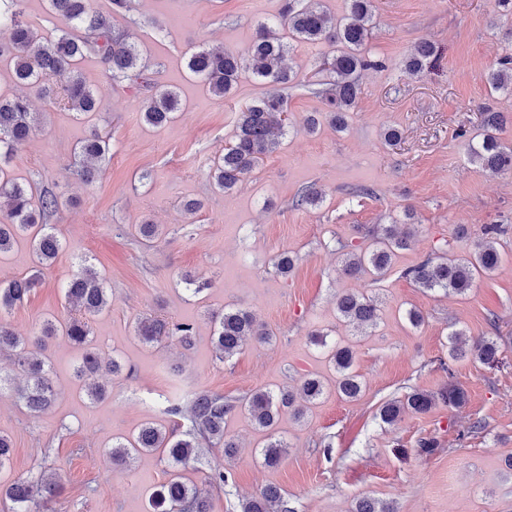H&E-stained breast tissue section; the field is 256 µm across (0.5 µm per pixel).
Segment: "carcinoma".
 Segmentation results:
<instances>
[{
  "label": "carcinoma",
  "mask_w": 512,
  "mask_h": 512,
  "mask_svg": "<svg viewBox=\"0 0 512 512\" xmlns=\"http://www.w3.org/2000/svg\"><path fill=\"white\" fill-rule=\"evenodd\" d=\"M24 0H0V26L10 31L7 42L0 43V61L6 63L16 84L41 97L51 95L46 81L57 78L67 102L77 114L97 112L100 103L86 84L77 64L87 52H96L115 82L137 79L147 64L142 54L127 41V34L112 27L107 16L94 10L90 0H47L49 11L60 19L65 28L55 41L45 40L35 27L23 19ZM373 0H348L346 14L331 15L323 0H286L274 25L258 24L256 35L246 53H234L224 47H207L191 53L188 70L197 76L215 97L224 98L234 89L240 76L249 72L268 87L263 97L243 108L238 116L233 140L224 147V155L214 162L212 178L224 192L234 190L239 182L259 165L263 157L279 144L275 132H285L288 126V101L280 87L294 81L297 72L283 65L291 50V42L323 43L329 52L315 63V74L323 77L322 111L336 130L347 125L348 113L356 107L362 93L359 74L369 69H383L385 64L366 55L362 47L373 24ZM288 31L283 40L281 31ZM436 46L427 41L414 45L402 61L404 70L416 75L431 71L437 61ZM490 92L512 91V57H506L498 67L485 74ZM180 110L176 91L156 90L140 106L142 121L158 127L172 120ZM482 133L464 138L471 162L495 172L512 169V150L504 146L498 132L504 123L503 114L490 105L478 107ZM38 124L37 114L30 111L26 98L0 95V199L7 208L0 212V256L9 252L21 240L30 243L35 260L40 265L52 262L62 248L61 241L47 224L58 210L55 194H36L32 185L15 177L9 169L19 147L32 137ZM109 141L94 129L81 142L78 155L82 158L79 176L86 183L99 173L96 163L106 160ZM497 224L484 227L482 237L473 250L461 256L427 257L402 271V277L430 292L443 291L462 295L479 275L494 272L500 265L501 253ZM135 234L149 243L161 234L158 224H138ZM415 230L401 232L394 224H377L372 230V244L364 250H344L342 272L348 276L365 273L380 276L390 267L396 252L407 250L414 242ZM38 282L37 275L19 277L0 284V315L22 302ZM67 303L79 316L57 324L46 321L32 336L24 337L0 318V356H8V373H0V396L10 390L33 416L47 411L56 398L49 378V368L36 350L47 340L61 336L83 354L77 366L80 377L98 372L101 360L90 348L89 318L107 310L112 303L103 280L90 268L80 265L63 287ZM337 319L357 329H373L378 324V305L374 297L356 292H343L336 297ZM211 339L217 356L224 361L237 354L243 342L252 337L260 342L272 339L265 325L257 322L251 311L229 307L211 316ZM137 338L144 344L174 342L187 350L196 335L194 324L174 322L158 315H143L134 326ZM463 330H454L448 337V359H439L441 368L453 375V364L465 357L490 368L501 363L496 341L480 337L468 343ZM310 341L326 348V358L336 372V393L345 400L361 396L363 385L355 370L356 354L348 345H328L326 335L311 334ZM307 403L318 401L325 394L324 382L307 377L300 382L298 392L281 389H255L239 400L202 390L184 407L180 400L164 398L162 411L173 420L167 429L153 422L139 425L127 436L112 440V463L128 467L145 454L157 455L167 462L169 478L149 497V512H212L209 495L186 480L183 471L191 468L203 473L204 482L220 491L230 486V467L238 444L226 430L224 419L235 412L246 414L264 434L260 455L263 465H279L287 453V442L277 428L280 413L293 411L295 418L304 416V409L295 406L296 395ZM466 402L464 390L454 384L437 393L413 388L398 398L382 403L376 413L381 423L392 426L408 413L425 414L437 404L458 408ZM188 422L182 434L179 420ZM218 448L222 456L206 458L204 450ZM55 494V485L43 480H19L0 491L10 500L16 512H28L26 504L36 498L48 499ZM239 512H292L288 500L276 487H265L254 497L241 500ZM354 512H396L393 503H383L369 497L356 500Z\"/></svg>",
  "instance_id": "carcinoma-1"
}]
</instances>
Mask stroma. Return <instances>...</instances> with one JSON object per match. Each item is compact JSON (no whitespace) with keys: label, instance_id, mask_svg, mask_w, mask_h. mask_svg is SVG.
<instances>
[{"label":"stroma","instance_id":"35a3bbf8","mask_svg":"<svg viewBox=\"0 0 512 512\" xmlns=\"http://www.w3.org/2000/svg\"><path fill=\"white\" fill-rule=\"evenodd\" d=\"M285 0H133L111 12L109 0H92L110 14L146 56L138 82H112L96 54L79 70L101 100L94 121L79 119L67 104L33 100L41 125L11 164L14 175L55 193L61 206L53 225L63 243L56 260L36 267L28 242L0 257V282L31 273L39 282L7 319L21 335L49 319H67L62 284L78 264L91 265L112 296L108 310L92 318L91 346L103 359H117L121 375L104 374V401L91 400L76 375L78 349L64 340L42 356L58 392L48 411L30 416L11 396L0 398V434L12 441L0 485L59 469L63 485L34 512H145L150 492L168 478L156 456L131 468L113 469L107 456L115 436L145 422L169 426L152 398L175 391L208 390L239 398L258 388L299 384L310 374L333 381L311 332L328 342L354 345L361 397L340 398L327 389L302 419L282 413L279 429L289 448L274 468L261 464L263 437L239 413L225 428L239 443L228 494L213 496V512L261 488L278 487L294 512H352L371 497L393 502L397 512H512V171L492 173L471 164L460 130L480 131L479 105L491 103L505 116L501 142L512 148V94L490 93L482 76L512 55V19L495 15L492 0H375L374 27L364 50L387 70L363 72L362 94L344 131L321 124L307 132L305 118L321 107L312 77L326 47L297 44L290 64L298 80L288 88V130L277 149L235 190L215 189L211 168L231 141L240 111L265 88L242 75L224 99L211 96L189 72L190 52L220 45L242 53L258 23L273 22ZM428 40L441 57L434 73L414 76L401 62L415 43ZM175 90L181 110L159 128L143 123L139 104L156 87ZM110 137V153L92 184L77 174L76 149L91 129ZM397 129V145L385 141ZM370 188L367 196L358 195ZM314 188L319 203L298 207L302 190ZM202 208L186 214L183 204ZM154 222L161 239L143 247L133 227ZM412 224L415 242L400 251L383 278L339 276L341 245L365 246L360 226ZM503 224L504 253L498 269L481 276L463 295L426 292L402 277L406 267L430 254L469 253L484 225ZM297 256L280 275L274 259ZM210 287L194 295L184 274ZM349 290L376 297L379 323L362 334L336 317V296ZM244 306L274 333L272 341L249 342L222 361L211 343L209 317ZM422 312L411 326L407 310ZM154 313L196 328L189 350L150 347L134 335L137 318ZM468 336L497 337L504 362L488 368L457 361L440 369L453 328ZM456 384L465 405L436 406L381 426L378 406L412 387L429 392ZM480 432H471L475 421ZM435 439L427 457L414 455L418 439Z\"/></svg>","mask_w":512,"mask_h":512}]
</instances>
